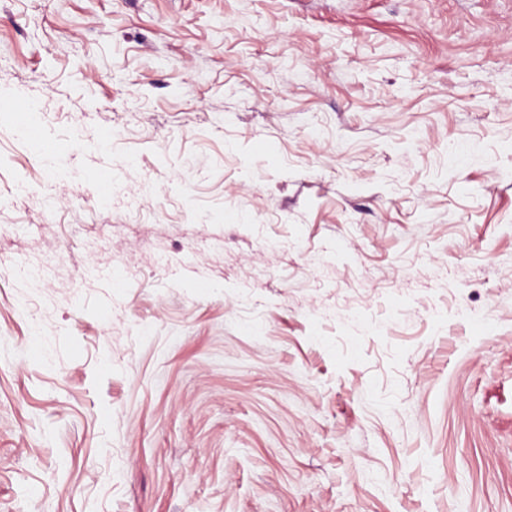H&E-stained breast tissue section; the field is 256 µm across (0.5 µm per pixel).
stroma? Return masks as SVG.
Segmentation results:
<instances>
[{
	"instance_id": "1",
	"label": "stroma",
	"mask_w": 512,
	"mask_h": 512,
	"mask_svg": "<svg viewBox=\"0 0 512 512\" xmlns=\"http://www.w3.org/2000/svg\"><path fill=\"white\" fill-rule=\"evenodd\" d=\"M0 104V512H512V0H0Z\"/></svg>"
}]
</instances>
